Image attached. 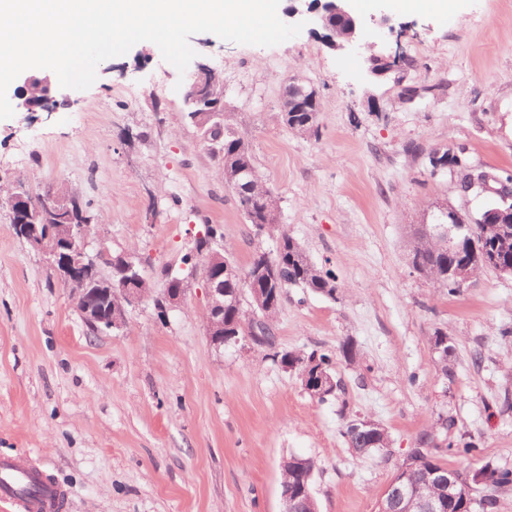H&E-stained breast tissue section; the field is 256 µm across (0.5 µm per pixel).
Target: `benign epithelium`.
Returning <instances> with one entry per match:
<instances>
[{
  "label": "benign epithelium",
  "instance_id": "benign-epithelium-1",
  "mask_svg": "<svg viewBox=\"0 0 512 512\" xmlns=\"http://www.w3.org/2000/svg\"><path fill=\"white\" fill-rule=\"evenodd\" d=\"M299 5L288 9V16L307 14L311 22L323 31L321 38L333 50H347L363 48L372 59L370 73L379 78L398 70L404 58L400 50L387 54L378 49L376 45L362 43L365 27L364 19L356 12L354 0H297ZM186 111L192 117V123L200 132L204 142L215 147L224 138V80L211 67L205 64L197 68L188 76L187 90L184 96ZM57 105L56 99L50 95L48 80L29 78L24 82L19 107L27 113L39 111L49 112ZM284 112V122L296 124L301 113H306L307 122L318 119L319 106L317 93L313 89L294 86L284 98L281 107ZM485 190L493 193L497 200V207L488 210L478 219L481 224L503 223L506 211L504 207L512 196L485 186ZM15 228L19 235L26 239L31 248L37 252L57 281L65 286H76L73 301L78 312L85 322L107 328H122L123 323L116 320L112 311L103 312L95 307L88 297L87 282L96 279L100 263L105 261L112 264V253L102 245L93 255L86 250L87 240L92 232V225L84 218L79 200L74 196L65 199L50 194L38 202L33 198L26 186L15 185L8 201ZM60 211L78 215L72 224L60 226V232L51 235L41 233L39 219L48 217ZM467 221L462 215L450 210L446 219H441L433 227L434 234L445 240L456 239L455 232L466 227ZM488 263L493 272L499 276L512 278V263L498 260L495 251L485 247ZM218 250L214 249L208 256L209 264L207 278L204 279V288L207 296L206 328L211 344L221 349L227 344H237L241 338L234 333H224V306L228 303L240 305L244 290L239 288L232 293L224 291L223 276H238L233 266L226 262L217 264L215 257ZM143 280L140 270L136 269L133 260H127L120 277V291L112 290V281H107L105 293L113 300V308H124L143 301L139 284ZM448 280L455 287L463 289L469 286L471 272L468 266L459 265L448 269ZM167 298V309L179 307L186 298L185 281L179 278H168L164 289ZM330 383L326 375L314 371L307 375L304 383L305 390L312 396L318 395ZM410 467L399 466L397 474L384 490L378 512H471L474 501L468 497H460L458 483L460 478L452 469L441 468L430 471L426 482L437 489V494L425 497L420 494L419 487L413 483L409 475ZM470 487L493 484L491 471L477 469L467 476ZM302 491L306 497H311L308 488L282 485L281 498L284 503L283 512H298V496L295 492Z\"/></svg>",
  "mask_w": 512,
  "mask_h": 512
}]
</instances>
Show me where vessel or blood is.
<instances>
[{"label": "vessel or blood", "mask_w": 512, "mask_h": 512, "mask_svg": "<svg viewBox=\"0 0 512 512\" xmlns=\"http://www.w3.org/2000/svg\"><path fill=\"white\" fill-rule=\"evenodd\" d=\"M32 474V467L21 458H0V502L15 508L16 512H58L67 497L62 486L47 485L42 495L32 498L16 493V486L26 482Z\"/></svg>", "instance_id": "b4317fda"}]
</instances>
